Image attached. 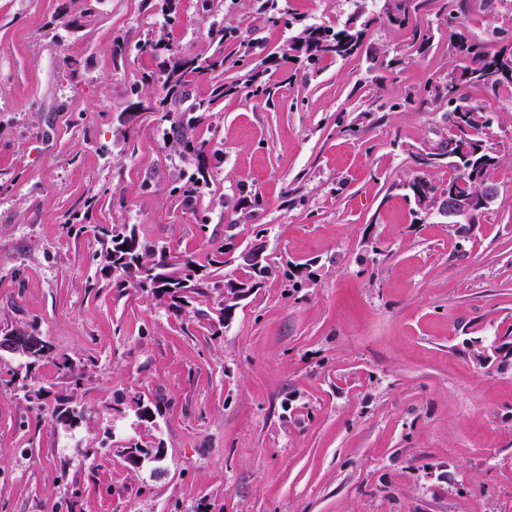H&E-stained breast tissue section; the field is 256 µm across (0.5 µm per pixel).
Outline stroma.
<instances>
[{
    "mask_svg": "<svg viewBox=\"0 0 512 512\" xmlns=\"http://www.w3.org/2000/svg\"><path fill=\"white\" fill-rule=\"evenodd\" d=\"M357 3L287 6L312 24ZM177 5L171 26L147 0H97L89 18L83 0H0V328L37 325L85 371L75 391L52 365L36 371L31 388L52 391L36 421L0 381V512H512V372L472 358L474 344L512 341V96L470 93L494 119L500 194L463 256L447 219L416 218L402 189L412 151L447 136L443 113L371 109L456 65L430 5L413 17L427 53L382 24L365 55L318 75L270 71L277 99L219 101L204 124L219 154L210 192L189 209L170 188L195 162L169 121L125 115L166 97L167 55L135 46L164 37L210 54L213 23L240 25L251 0L216 15ZM465 23L512 50V0H467ZM243 187L265 200L257 223L242 220ZM258 223L273 273L219 336L206 317L221 291L177 317L100 273L101 224L202 261L227 236L250 244ZM69 393L83 410L73 429L55 413ZM134 396L161 405L154 423ZM130 437L165 459L128 468ZM103 444L114 455L99 467L85 448Z\"/></svg>",
    "mask_w": 512,
    "mask_h": 512,
    "instance_id": "stroma-1",
    "label": "stroma"
}]
</instances>
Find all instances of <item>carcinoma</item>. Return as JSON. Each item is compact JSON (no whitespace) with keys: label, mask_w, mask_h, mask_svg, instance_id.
I'll return each mask as SVG.
<instances>
[{"label":"carcinoma","mask_w":512,"mask_h":512,"mask_svg":"<svg viewBox=\"0 0 512 512\" xmlns=\"http://www.w3.org/2000/svg\"><path fill=\"white\" fill-rule=\"evenodd\" d=\"M257 2L253 19L258 21V25L251 28V32L266 26L298 24L299 19L288 11L282 0ZM438 2V14L445 16L448 22L450 41L462 64L424 87L421 105L433 102L446 107L448 136L439 142L442 153H429L426 158L416 161V165L437 168L445 164L448 167V186L466 180L471 190L480 195L485 187L494 185L493 175L501 164V158L490 142L489 129L493 118L472 104L468 90L477 87L495 94L501 89L512 88V52L493 51L467 35L461 16L464 0ZM420 8L418 0H384L381 14L362 11L353 22L346 20L334 25L304 26L282 58L293 57L300 63L299 69L317 73L338 60L355 56L372 26L383 22L405 29L409 27L412 14ZM226 36L223 27H212L211 40L216 43V50L203 58L186 54L170 41L164 44L147 39L137 47L141 56L152 57L165 50L174 60L166 80L173 105L168 110L173 115L170 130L182 148V155L195 159L197 166L196 172L188 180L175 185L171 193L177 195L187 208L196 204L208 185V141L197 134V128L207 119V112L212 110L215 102L241 91L252 97L271 95L264 80L268 72L265 67L267 60L259 61L255 57L256 40L244 38L228 48L224 46ZM221 69L238 71L237 82L215 85L209 100L188 101V86L192 82ZM424 182L430 184L432 180L416 174L402 184V188L408 191L416 215L437 211L433 199L421 191ZM242 193L241 204L246 210L244 219L253 221L264 210L263 196L252 189H244ZM484 217L482 208L476 207L469 222L454 230L458 242L467 241L473 227ZM127 239L137 241L136 249L125 251L119 248ZM98 242L101 246L98 254L100 271L112 276L113 287L122 289L130 286L148 294L163 307L180 310L183 304L207 295V290L221 288L222 280L217 277V271L224 266L226 246L223 243L213 246L207 262L202 264L191 255L171 254L166 247L140 237L135 229H128L124 224L99 226ZM29 329V336L40 345L41 355L33 360L24 359L19 368L12 370L8 383L25 382L40 364L51 362L72 389L80 387L84 370L67 356L54 353L52 344L40 336L36 326L31 325Z\"/></svg>","instance_id":"obj_1"}]
</instances>
